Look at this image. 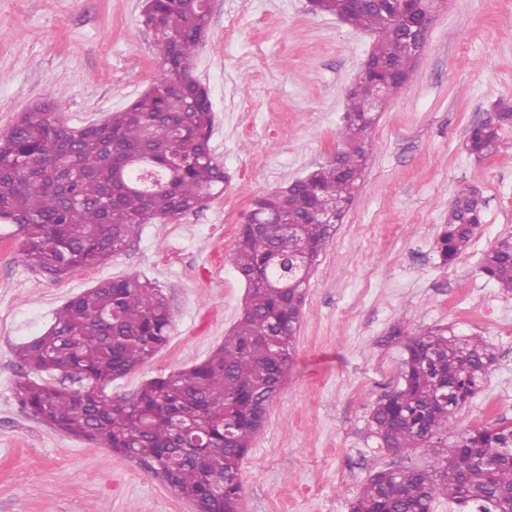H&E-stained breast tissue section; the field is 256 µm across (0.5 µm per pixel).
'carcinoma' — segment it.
<instances>
[{
    "instance_id": "obj_1",
    "label": "carcinoma",
    "mask_w": 512,
    "mask_h": 512,
    "mask_svg": "<svg viewBox=\"0 0 512 512\" xmlns=\"http://www.w3.org/2000/svg\"><path fill=\"white\" fill-rule=\"evenodd\" d=\"M159 25L160 75L146 92L101 125L71 128L48 105L21 112L0 136V214L20 239L34 269L60 278L72 267L105 262L157 216L196 208L223 187L224 170L210 154L213 115L197 93L194 52L210 14L193 0H145ZM352 26L376 33L372 54L394 71L381 98L368 87L348 94L339 139L341 163L254 200L253 209L302 219L308 206L348 207L371 161L363 117L397 94L416 58L399 50L395 17L366 5ZM496 118L467 134V150L488 157L500 130L512 123V101L495 105ZM72 164L79 176L59 172ZM486 201L461 188L448 207L436 252L453 262L482 223ZM336 232L334 224L241 226L232 253L247 292L243 315L204 361L145 383L132 398H110L101 384L122 377L169 342V303L137 275L108 279L72 297L47 332L22 344L16 356L29 372L63 370L79 387L15 383L22 408L41 422L95 441L141 466L163 470L160 480L196 512H239L240 467L281 385L301 318L304 288L314 262ZM483 273L512 293V238L483 257ZM402 340V386L377 403L370 423L388 448L444 452L426 469L387 468L370 475L350 512H431L439 495L458 512H512V424L483 426L448 445L456 410L481 387L495 356L478 338L428 326L418 333L393 326ZM209 430L201 454L182 449L176 423Z\"/></svg>"
}]
</instances>
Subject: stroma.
<instances>
[{
    "mask_svg": "<svg viewBox=\"0 0 512 512\" xmlns=\"http://www.w3.org/2000/svg\"><path fill=\"white\" fill-rule=\"evenodd\" d=\"M143 5L0 0V134L42 104L70 127L97 124L149 89L160 66ZM374 42L309 0H213L192 74L212 105L222 193L58 279L24 261L17 236H0V512H192L136 462L28 415L15 394V349L71 297L137 274L167 297L171 338L107 395L133 397L206 359L243 313L225 226L331 160ZM510 97L512 0H447L412 78L379 109L372 161L311 272L281 387L241 464L240 512H273L276 501L286 512H348L373 472L428 464L424 452L382 447L369 431L373 406L402 385V347L390 337L401 319L414 332L453 327L494 352L486 386L456 414L458 432L512 423V294L481 271L485 253L512 235V126L489 157L465 148L471 123ZM463 184L482 192L484 222L446 264L435 241Z\"/></svg>",
    "mask_w": 512,
    "mask_h": 512,
    "instance_id": "1",
    "label": "stroma"
}]
</instances>
